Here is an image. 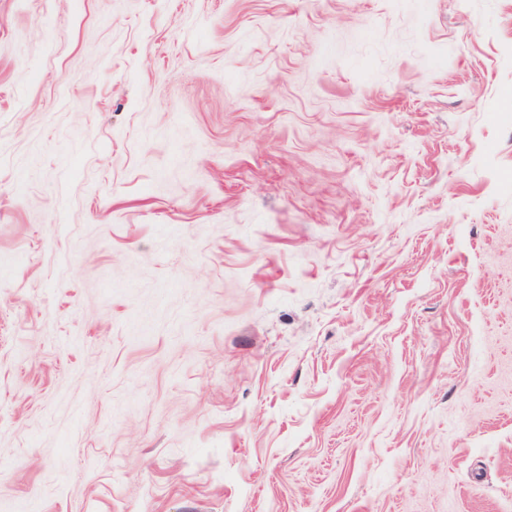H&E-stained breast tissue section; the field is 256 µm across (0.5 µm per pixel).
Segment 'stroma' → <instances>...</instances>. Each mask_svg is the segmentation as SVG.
I'll return each mask as SVG.
<instances>
[{
	"mask_svg": "<svg viewBox=\"0 0 512 512\" xmlns=\"http://www.w3.org/2000/svg\"><path fill=\"white\" fill-rule=\"evenodd\" d=\"M0 512H512V0H0Z\"/></svg>",
	"mask_w": 512,
	"mask_h": 512,
	"instance_id": "stroma-1",
	"label": "stroma"
}]
</instances>
